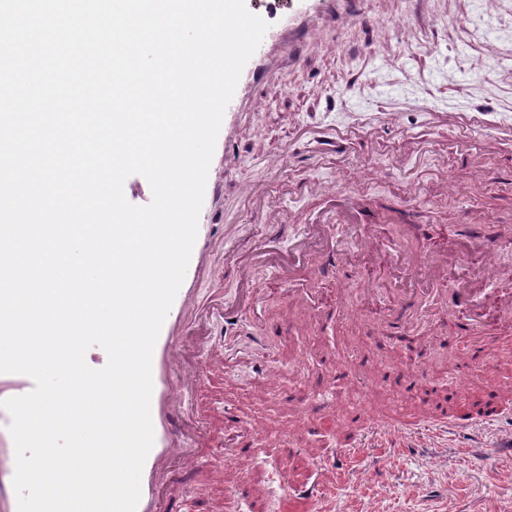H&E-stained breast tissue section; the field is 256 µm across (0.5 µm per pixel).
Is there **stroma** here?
<instances>
[{
  "label": "stroma",
  "mask_w": 512,
  "mask_h": 512,
  "mask_svg": "<svg viewBox=\"0 0 512 512\" xmlns=\"http://www.w3.org/2000/svg\"><path fill=\"white\" fill-rule=\"evenodd\" d=\"M355 11V21L330 19L299 36L255 88L237 129L178 341L201 368L217 354L224 361L223 382L194 390L190 421L228 408L258 436L239 455L223 426L210 427L198 470L166 492L173 512H302L284 499L281 478L315 481L317 454L335 478L312 512H512V455L500 448L512 415L448 435L431 428L423 394L403 393L396 381L420 352L425 391L443 395L463 380L471 404L488 385L512 384V338L457 339L468 310L455 295L483 262L480 237L495 238L503 275L471 308L492 317L512 295V144L476 152L485 175L472 178L457 134L434 119L480 109L512 116V0H357ZM365 112L396 117L370 163L367 207L379 234L365 248L338 233L330 246L346 249V269L301 267L284 281L260 254L270 243L294 248L331 208L327 188L359 185L363 152L339 163L320 155L318 141ZM413 131L423 138L412 149L404 136ZM286 148L291 157L272 175L271 159ZM447 175L467 179L454 202L442 188ZM251 187L268 190L279 217L247 216ZM462 210L479 221L461 227ZM246 275L259 293L225 325L224 307L241 296ZM393 311L402 332L385 325ZM356 406L371 420L343 435V415ZM384 419L411 425L413 447L385 441Z\"/></svg>",
  "instance_id": "35a3bbf8"
}]
</instances>
